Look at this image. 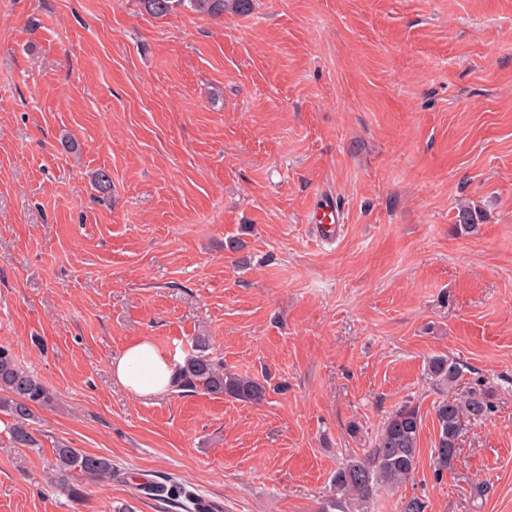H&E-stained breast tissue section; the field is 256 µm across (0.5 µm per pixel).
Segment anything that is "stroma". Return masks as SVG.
<instances>
[{"mask_svg":"<svg viewBox=\"0 0 512 512\" xmlns=\"http://www.w3.org/2000/svg\"><path fill=\"white\" fill-rule=\"evenodd\" d=\"M112 179L99 199L98 170ZM340 207L320 241L308 216ZM475 210V230L456 224ZM209 340L255 404L140 399L111 363ZM0 347L54 394L40 447L0 414V512H320L389 413L422 416L412 477L369 512H512V0H0ZM483 390L436 477L429 357ZM111 459L50 482L53 445ZM249 0H139L143 10L156 18L167 16L179 9L220 17L224 12L245 11ZM313 224L321 225V232L329 240L338 239L343 232V216L334 202L325 201L312 213ZM144 489L149 491L147 492L149 495L157 497L161 500L173 501L178 506L193 509L196 512H217L211 511L216 509L211 505L204 504L198 495L193 494L177 485L167 486L150 484Z\"/></svg>","mask_w":512,"mask_h":512,"instance_id":"1","label":"stroma"}]
</instances>
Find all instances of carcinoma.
I'll return each instance as SVG.
<instances>
[{
	"mask_svg": "<svg viewBox=\"0 0 512 512\" xmlns=\"http://www.w3.org/2000/svg\"><path fill=\"white\" fill-rule=\"evenodd\" d=\"M143 10L156 18L179 9L220 17L231 9L245 11L248 0H139ZM199 352L190 355L175 370L172 388L183 393L225 396L239 401H264L267 386L260 380L224 370V364L204 353L205 340H198ZM463 374V365L446 357L434 356L427 363V375L443 389L445 396L436 401L433 412L437 435L432 449L437 477L453 465L459 450V438L468 425L483 422L491 410L490 401L480 390L459 397L448 394ZM55 401L54 394L36 376L20 365L12 354L0 347V413L12 420L10 442L16 448L37 444L31 422L35 410ZM422 417L416 407L405 404L385 419L375 443L363 458H350L336 470L331 494L322 512H367L366 505L380 492L393 490L414 474L419 452L418 440ZM53 479L61 489H68L74 473L102 485L117 477L112 460L94 456L65 443L54 450ZM149 494L161 500L210 512L198 495L177 485L150 484Z\"/></svg>",
	"mask_w": 512,
	"mask_h": 512,
	"instance_id": "1",
	"label": "carcinoma"
}]
</instances>
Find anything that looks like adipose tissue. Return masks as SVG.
<instances>
[{
	"label": "adipose tissue",
	"mask_w": 512,
	"mask_h": 512,
	"mask_svg": "<svg viewBox=\"0 0 512 512\" xmlns=\"http://www.w3.org/2000/svg\"><path fill=\"white\" fill-rule=\"evenodd\" d=\"M116 383L145 398L166 393L170 388L174 367L148 339L128 344L111 365Z\"/></svg>",
	"instance_id": "obj_1"
}]
</instances>
